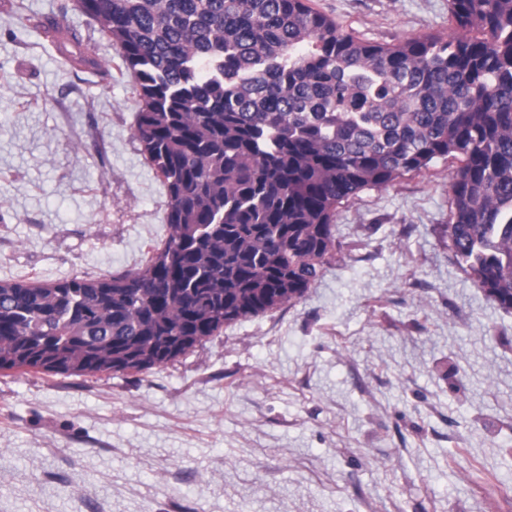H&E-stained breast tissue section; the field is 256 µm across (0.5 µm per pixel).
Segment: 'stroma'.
<instances>
[{
    "instance_id": "obj_1",
    "label": "stroma",
    "mask_w": 512,
    "mask_h": 512,
    "mask_svg": "<svg viewBox=\"0 0 512 512\" xmlns=\"http://www.w3.org/2000/svg\"><path fill=\"white\" fill-rule=\"evenodd\" d=\"M376 44L448 0H311ZM117 54L75 0H0V280L143 268L169 236L130 74L71 71L27 15ZM456 163L336 209L298 301L141 374H0V512H512V310L448 246Z\"/></svg>"
}]
</instances>
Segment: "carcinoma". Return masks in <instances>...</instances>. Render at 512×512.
Listing matches in <instances>:
<instances>
[{
    "label": "carcinoma",
    "mask_w": 512,
    "mask_h": 512,
    "mask_svg": "<svg viewBox=\"0 0 512 512\" xmlns=\"http://www.w3.org/2000/svg\"><path fill=\"white\" fill-rule=\"evenodd\" d=\"M101 64L49 19L76 71L131 73L136 137L168 197L142 269L0 281V371L143 373L301 299L341 201L455 159L448 241L512 310V0H448L456 32L378 45L310 0H76Z\"/></svg>",
    "instance_id": "carcinoma-1"
}]
</instances>
